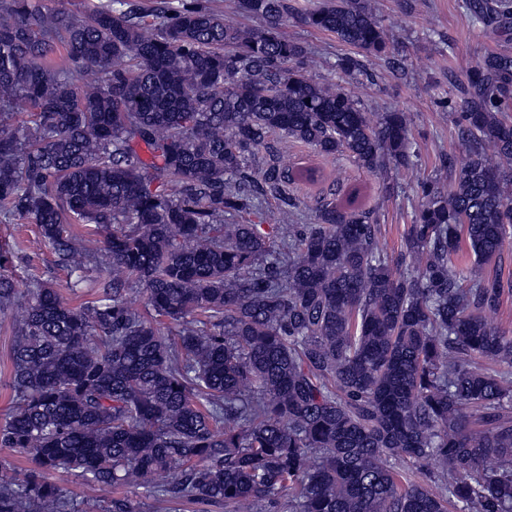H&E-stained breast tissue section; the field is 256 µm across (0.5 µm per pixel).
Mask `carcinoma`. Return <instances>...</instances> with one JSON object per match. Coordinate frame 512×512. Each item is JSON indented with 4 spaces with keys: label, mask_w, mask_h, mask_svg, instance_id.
Returning <instances> with one entry per match:
<instances>
[{
    "label": "carcinoma",
    "mask_w": 512,
    "mask_h": 512,
    "mask_svg": "<svg viewBox=\"0 0 512 512\" xmlns=\"http://www.w3.org/2000/svg\"><path fill=\"white\" fill-rule=\"evenodd\" d=\"M121 4L0 3V223L28 218L70 271L100 254L109 271L72 307L50 282L21 291L0 251L16 323L0 448L29 462L0 458V512H74L51 472L112 495L109 512H139L128 483L166 512H512V334L487 318L512 280L484 271L512 243V53L469 71L467 158L451 184L421 183L390 258L359 186L300 224L288 184L321 171L251 164L274 136L370 173L409 164L405 113L372 119L309 76L280 32L290 0H236L256 28ZM474 9L512 28V0ZM296 16L388 50L369 0ZM268 196L275 223L258 224ZM42 9L61 8L64 7L70 12L77 15H85L92 9L107 4L109 0H33Z\"/></svg>",
    "instance_id": "obj_1"
}]
</instances>
